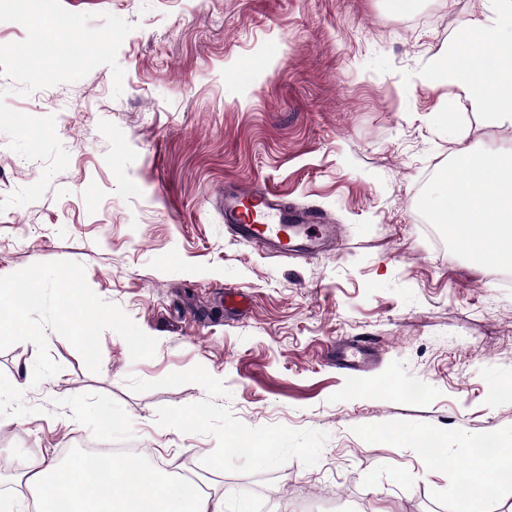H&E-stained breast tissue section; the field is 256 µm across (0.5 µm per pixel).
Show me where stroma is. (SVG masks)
Masks as SVG:
<instances>
[{
    "label": "stroma",
    "mask_w": 512,
    "mask_h": 512,
    "mask_svg": "<svg viewBox=\"0 0 512 512\" xmlns=\"http://www.w3.org/2000/svg\"><path fill=\"white\" fill-rule=\"evenodd\" d=\"M61 3L133 24L123 92L106 66L27 95L0 76L70 155L43 198L0 213V276L78 262L158 344L135 362L105 331L94 373L50 330L59 372L17 391L37 349L0 350V495L25 491L15 463L109 440L152 473L191 470L224 512H456L469 437L512 439V268L458 250L423 203L458 148L512 147V127L426 75L484 0ZM42 171L0 132V199ZM248 181L340 238L304 259L232 240L224 187ZM339 340L371 342L377 365L337 370ZM418 433L437 466L402 443Z\"/></svg>",
    "instance_id": "stroma-1"
}]
</instances>
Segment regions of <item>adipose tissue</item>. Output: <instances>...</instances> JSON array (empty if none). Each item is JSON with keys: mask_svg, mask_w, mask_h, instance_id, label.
Returning <instances> with one entry per match:
<instances>
[{"mask_svg": "<svg viewBox=\"0 0 512 512\" xmlns=\"http://www.w3.org/2000/svg\"><path fill=\"white\" fill-rule=\"evenodd\" d=\"M481 18L464 22L434 56L427 79L458 90L494 126H512V0H487ZM495 56L493 67L482 61ZM455 178H440L428 203L435 223L478 262L512 265V149L454 155ZM492 224L493 235L481 227ZM35 495L34 512H224L208 494L174 492L175 477L150 474L134 459L109 470L84 458L59 465L43 458L18 476Z\"/></svg>", "mask_w": 512, "mask_h": 512, "instance_id": "1", "label": "adipose tissue"}]
</instances>
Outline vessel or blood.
Instances as JSON below:
<instances>
[{
	"mask_svg": "<svg viewBox=\"0 0 512 512\" xmlns=\"http://www.w3.org/2000/svg\"><path fill=\"white\" fill-rule=\"evenodd\" d=\"M224 222L235 240L259 242L283 255L316 250L340 234L321 210L284 206L275 193L257 184H240L225 193ZM331 352L340 370L365 372L377 361L374 347L362 340L333 346Z\"/></svg>",
	"mask_w": 512,
	"mask_h": 512,
	"instance_id": "b4317fda",
	"label": "vessel or blood"
}]
</instances>
